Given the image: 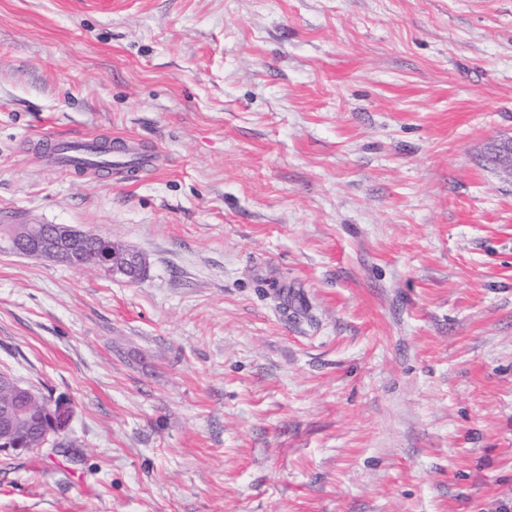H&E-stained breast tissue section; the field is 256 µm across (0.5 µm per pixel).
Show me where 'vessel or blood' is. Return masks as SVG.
I'll return each instance as SVG.
<instances>
[{
  "label": "vessel or blood",
  "instance_id": "obj_1",
  "mask_svg": "<svg viewBox=\"0 0 512 512\" xmlns=\"http://www.w3.org/2000/svg\"><path fill=\"white\" fill-rule=\"evenodd\" d=\"M96 135L84 132L64 133L56 138L51 154L57 169L78 171L94 168L101 162H109L115 172H124L127 168H146L156 162L154 155L140 149L137 142L120 136L112 140L111 153H101Z\"/></svg>",
  "mask_w": 512,
  "mask_h": 512
}]
</instances>
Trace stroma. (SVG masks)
Masks as SVG:
<instances>
[{
    "mask_svg": "<svg viewBox=\"0 0 512 512\" xmlns=\"http://www.w3.org/2000/svg\"><path fill=\"white\" fill-rule=\"evenodd\" d=\"M155 170L65 174L48 135ZM512 0H0V512H512ZM100 138L96 135L84 132L63 133L56 137V145L51 154L53 165L64 171H78L95 168L96 164L109 162L112 164V172L117 174L127 168L151 167L156 162V157L140 149L137 142L116 136L112 139V152L102 146V152L98 149ZM84 240L86 232L67 224H29L22 231L23 240L28 239L35 243L36 248L31 253L41 258L57 261L72 242L81 240L74 252L76 258L86 263L80 268H91L98 271L90 262L93 257L100 256L98 266L104 274L112 280H123L134 283L141 281L144 276V267L140 254L131 249H118L112 245V239L100 233H93ZM112 245V250L106 251ZM106 251V252H105ZM105 252V253H104ZM0 388H5L12 395L13 399L16 398L7 404L10 401V395L5 391L0 392L1 405L7 404L2 408L0 406V452H36L42 450L45 445L59 437L61 432L56 430L58 417H60L61 412L65 411V409L61 408L58 409L56 414L49 416V423L46 425V430L42 433L40 448L25 446L15 435L19 432H25L24 428L27 427L28 412L25 400L27 395L32 393L33 389L21 384L9 374L3 372H0ZM29 412H30V427L27 430L28 437L30 438V442H36V437L32 435V432L36 431V428L40 426H44L46 423L47 416L49 414V410L53 409L48 401H46L43 397L34 392L29 400Z\"/></svg>",
    "mask_w": 512,
    "mask_h": 512,
    "instance_id": "1",
    "label": "stroma"
}]
</instances>
